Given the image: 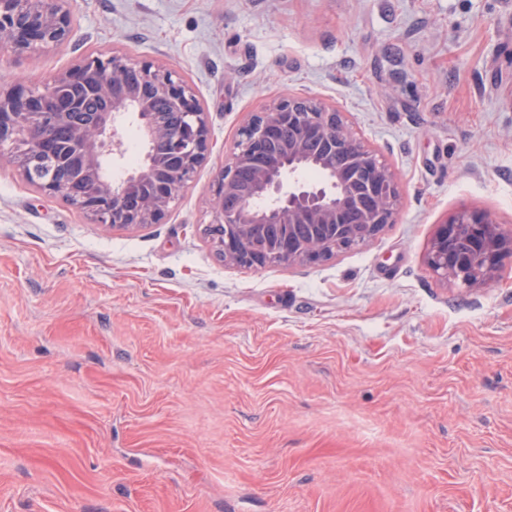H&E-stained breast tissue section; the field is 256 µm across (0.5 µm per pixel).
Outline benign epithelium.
<instances>
[{
  "instance_id": "obj_1",
  "label": "benign epithelium",
  "mask_w": 512,
  "mask_h": 512,
  "mask_svg": "<svg viewBox=\"0 0 512 512\" xmlns=\"http://www.w3.org/2000/svg\"><path fill=\"white\" fill-rule=\"evenodd\" d=\"M72 33L69 0H0V49L18 59L55 48ZM95 93L106 103L88 123L71 128L62 162L73 183L93 182L97 191L82 196L74 208L93 224L135 229L161 223L179 188L188 186L206 158L210 141L207 113L193 88L171 66L123 55H87L41 89L16 83L0 89V141L24 137V148L10 156L30 181L40 157L50 148L51 131L80 107L74 90ZM162 103L180 121L169 125L156 111ZM135 115L147 146L139 167L114 181L103 174L105 162L124 155L118 121ZM299 134L274 162L266 159L284 123ZM315 132L329 146L317 163L324 171L318 184L299 182L308 157L306 134ZM344 152L356 168L353 178L328 158ZM252 168V188L236 184L237 168ZM139 196L135 210L126 197ZM399 187L377 153L356 139L343 113L313 99L285 95L250 116L240 128L231 162L215 180L209 205L212 222L205 232L224 263L244 268L324 261L340 252L345 239L365 243L396 223ZM359 223L351 224L353 212ZM261 224H280L292 233L298 224L327 228L298 248H259L252 233ZM512 260V233L501 230L491 214L460 209L437 226L426 264L442 282L463 288L487 284L503 262Z\"/></svg>"
}]
</instances>
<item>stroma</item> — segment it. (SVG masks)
I'll list each match as a JSON object with an SVG mask.
<instances>
[{"instance_id": "stroma-1", "label": "stroma", "mask_w": 512, "mask_h": 512, "mask_svg": "<svg viewBox=\"0 0 512 512\" xmlns=\"http://www.w3.org/2000/svg\"><path fill=\"white\" fill-rule=\"evenodd\" d=\"M88 54L173 66L210 126L162 223H90L0 157V512H512V264H426L462 208L512 232V0H73ZM343 112L397 221L315 264L224 263L205 228L244 122Z\"/></svg>"}]
</instances>
